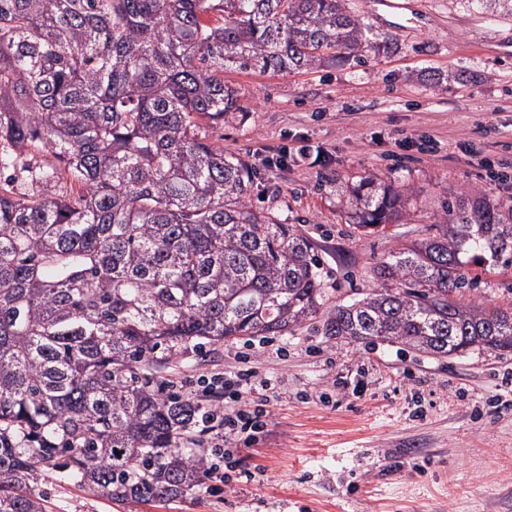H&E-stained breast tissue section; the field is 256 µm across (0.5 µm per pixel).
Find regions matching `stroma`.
I'll return each mask as SVG.
<instances>
[{
	"label": "stroma",
	"mask_w": 512,
	"mask_h": 512,
	"mask_svg": "<svg viewBox=\"0 0 512 512\" xmlns=\"http://www.w3.org/2000/svg\"><path fill=\"white\" fill-rule=\"evenodd\" d=\"M407 2L394 12L382 0H348L395 43L390 53L291 73H224L243 110L208 135L256 169L253 204L312 243L323 302L291 332L229 341L157 376L180 386L250 357L268 382L263 433L241 452L255 480L145 504L88 493L42 467L44 512H512V354L439 358L323 331L337 305L374 288L377 263L435 233L445 195L512 196V185L480 166L512 161V15L460 0ZM424 135L433 150L403 148ZM463 143L472 153H461ZM281 144L331 158L266 164ZM365 176L412 190L392 224L360 227L342 205V190ZM458 300L512 306V268L484 275Z\"/></svg>",
	"instance_id": "35a3bbf8"
}]
</instances>
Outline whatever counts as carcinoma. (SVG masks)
<instances>
[{"label":"carcinoma","mask_w":512,"mask_h":512,"mask_svg":"<svg viewBox=\"0 0 512 512\" xmlns=\"http://www.w3.org/2000/svg\"><path fill=\"white\" fill-rule=\"evenodd\" d=\"M366 48L380 43L346 0H0V512H42L39 465L117 501L200 483L203 450L184 447L200 404L144 370L281 336L323 299L310 242L251 204L254 172L208 138L242 111L224 69ZM409 197L368 177L346 204L378 228ZM441 209L326 335L512 353V306L450 300L480 283L467 267L512 268V197Z\"/></svg>","instance_id":"obj_1"}]
</instances>
